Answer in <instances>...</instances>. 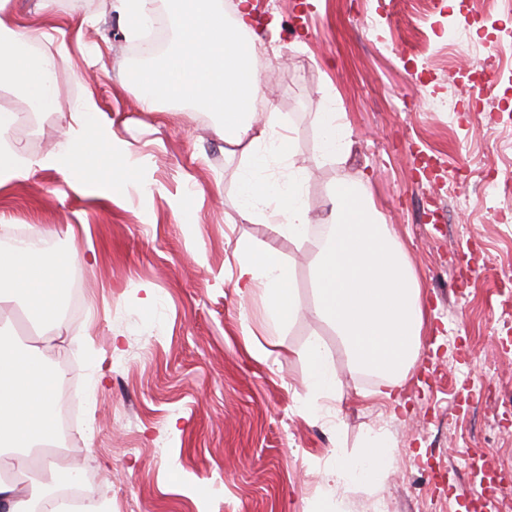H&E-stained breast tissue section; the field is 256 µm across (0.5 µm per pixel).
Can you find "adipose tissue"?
I'll return each mask as SVG.
<instances>
[{
    "label": "adipose tissue",
    "instance_id": "adipose-tissue-1",
    "mask_svg": "<svg viewBox=\"0 0 512 512\" xmlns=\"http://www.w3.org/2000/svg\"><path fill=\"white\" fill-rule=\"evenodd\" d=\"M178 21L173 49L156 68H141L134 84L147 109L161 101H194L223 115L225 142L242 148L252 173L240 184L244 217H281L276 233L311 240L316 250L314 312L329 323L350 362L381 381L377 396L399 403L403 379L416 361L425 323L422 288L404 245L392 235L369 201L364 187L338 183L329 214L318 236L309 234V218L296 179L280 183L262 178L267 159L258 149L267 127L255 126L257 95L255 39L247 34L250 0H239L236 22L224 17L221 0H172ZM36 31L0 14V84L26 96L34 110L59 108L55 61L37 46ZM76 131L67 132L60 150L40 162L20 156L0 137V181L33 165L67 174L80 169L104 196H112L134 173L123 166V153L98 121L97 107L85 101L71 115ZM92 132L86 145L77 131ZM69 286V271L53 250L14 245L0 250V298L25 302L44 322H59L60 305ZM262 288L273 327L290 324L297 303L288 264L268 248L245 247L235 288L248 296ZM311 400L339 395L341 382L319 341L305 349ZM64 381L59 366L42 351L26 352L0 328V512H35L48 496V476L60 466L34 469L32 448L53 440L57 430L56 395ZM390 440L370 432L355 456L337 457L329 482L376 484L392 466Z\"/></svg>",
    "mask_w": 512,
    "mask_h": 512
}]
</instances>
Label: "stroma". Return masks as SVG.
Returning <instances> with one entry per match:
<instances>
[{"label":"stroma","instance_id":"35a3bbf8","mask_svg":"<svg viewBox=\"0 0 512 512\" xmlns=\"http://www.w3.org/2000/svg\"><path fill=\"white\" fill-rule=\"evenodd\" d=\"M46 30L60 108L32 111L0 87L5 132L25 156L55 153L84 99L124 145L136 184L102 197L78 172L32 169L0 184V235L57 234L82 276L62 329L35 319L16 340L50 349L79 400L80 428L61 466L102 480L107 512H309L339 455L368 431L388 434L392 469L378 489L353 485L351 512H472L464 490L480 452L512 472V196L484 194L486 172L512 179V10L482 0H264L252 13L259 94L293 137L263 143L265 177H300L311 231L338 181L363 185L404 243L426 294L428 324L394 413L370 398L375 377L349 362L313 314L316 250L240 214L249 159L225 144L220 115L190 102L144 110L131 70L149 66L106 0H9ZM470 44L458 55L449 39ZM347 130L321 148L319 115ZM193 210L181 222L178 201ZM292 268L298 311L264 325L263 290L237 296L240 244ZM472 268L459 277V260ZM322 343L339 402L311 411L304 350Z\"/></svg>","mask_w":512,"mask_h":512}]
</instances>
